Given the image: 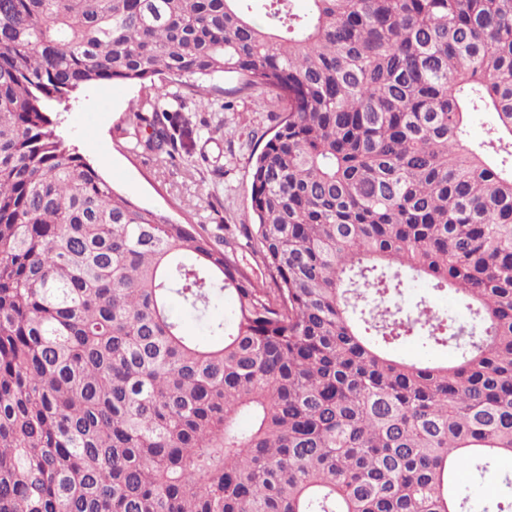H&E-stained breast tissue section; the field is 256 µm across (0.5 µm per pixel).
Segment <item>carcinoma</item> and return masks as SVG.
Wrapping results in <instances>:
<instances>
[{
    "label": "carcinoma",
    "instance_id": "obj_1",
    "mask_svg": "<svg viewBox=\"0 0 512 512\" xmlns=\"http://www.w3.org/2000/svg\"><path fill=\"white\" fill-rule=\"evenodd\" d=\"M309 3L0 0V512H468L458 472L512 458V0ZM226 75L285 111L250 186L268 283L55 129L129 83L172 159L164 87ZM408 271L478 331L399 305ZM412 335L451 359L391 354Z\"/></svg>",
    "mask_w": 512,
    "mask_h": 512
}]
</instances>
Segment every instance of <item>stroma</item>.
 Masks as SVG:
<instances>
[{
  "label": "stroma",
  "instance_id": "35a3bbf8",
  "mask_svg": "<svg viewBox=\"0 0 512 512\" xmlns=\"http://www.w3.org/2000/svg\"><path fill=\"white\" fill-rule=\"evenodd\" d=\"M231 109L200 108L183 85L167 86L168 103L186 98L181 111L185 135L176 161L142 152L125 123L130 104L144 95L125 83L95 86L54 115L58 132L114 188L139 205L192 221L214 236L219 248L251 274L261 269L243 233L250 223L252 155L263 146L281 108L258 90L236 92V78L222 81Z\"/></svg>",
  "mask_w": 512,
  "mask_h": 512
}]
</instances>
